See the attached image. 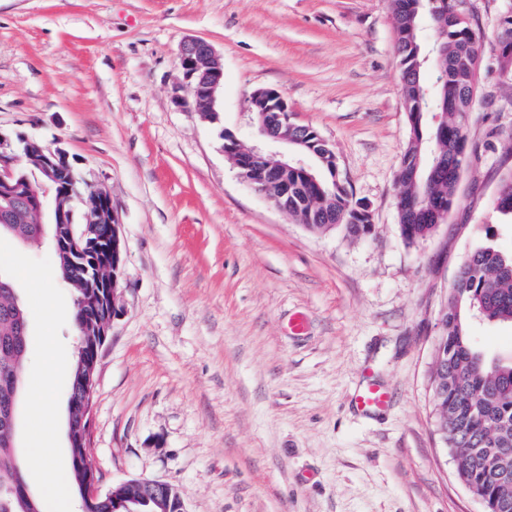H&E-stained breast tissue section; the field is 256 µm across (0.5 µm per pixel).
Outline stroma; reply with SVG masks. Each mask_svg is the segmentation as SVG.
I'll use <instances>...</instances> for the list:
<instances>
[{
    "mask_svg": "<svg viewBox=\"0 0 512 512\" xmlns=\"http://www.w3.org/2000/svg\"><path fill=\"white\" fill-rule=\"evenodd\" d=\"M512 0H468L483 35L469 162L447 221L406 244L397 170L409 136L389 0H0V132L63 149L107 190L123 245L122 311L100 351L90 461L101 490L145 477L188 512H483L459 482L433 407V355L458 266L512 253L490 202L512 157L494 34ZM189 38L224 62L213 124L177 106ZM277 89L333 147L373 230L318 234L238 175L220 130L255 143L249 98ZM27 311L25 375L49 374L51 417L21 402L69 467L74 291L48 248L0 240ZM302 313L305 334L288 331ZM490 359L512 326L473 322ZM392 396L351 402L365 375Z\"/></svg>",
    "mask_w": 512,
    "mask_h": 512,
    "instance_id": "35a3bbf8",
    "label": "stroma"
}]
</instances>
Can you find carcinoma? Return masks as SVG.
Returning a JSON list of instances; mask_svg holds the SVG:
<instances>
[{
    "label": "carcinoma",
    "instance_id": "cac0c4a2",
    "mask_svg": "<svg viewBox=\"0 0 512 512\" xmlns=\"http://www.w3.org/2000/svg\"><path fill=\"white\" fill-rule=\"evenodd\" d=\"M395 17V54L403 81L410 131L400 157L398 216L403 240L413 245L435 233L433 210L450 212L460 174L467 162L465 118L475 105L480 66V36L458 0H391ZM495 42L501 84L512 88V10L498 20ZM448 106L447 124L434 123ZM291 192L288 214L315 232L338 226L352 239L372 233L369 204L331 174L311 183L294 170L283 173ZM494 212L512 219V169L504 172L491 200ZM45 232L38 219L17 208L12 224L0 223V237L40 245ZM60 277L76 295L83 288L82 266L67 253L52 250ZM512 324V255L489 244L477 246L459 267L448 293L441 323L443 392L434 408L445 428V443L457 464L458 480L482 491L487 512H512V361L488 360L475 347L467 320ZM27 321L14 281L0 275V416L13 397L12 376L24 374ZM91 352L75 353L68 394L87 372ZM73 449L69 473L79 493L86 465ZM0 512H43L26 485L8 428L0 419Z\"/></svg>",
    "mask_w": 512,
    "mask_h": 512
}]
</instances>
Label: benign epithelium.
I'll return each instance as SVG.
<instances>
[{"mask_svg":"<svg viewBox=\"0 0 512 512\" xmlns=\"http://www.w3.org/2000/svg\"><path fill=\"white\" fill-rule=\"evenodd\" d=\"M185 85L179 87L175 103L200 113L211 123L219 122L214 108L216 94L224 81V66L213 47L202 39L184 41L177 55ZM252 97L271 100L263 112L253 113V121L261 145L251 148L244 156L226 151L228 159L238 170L240 178L257 194L271 201L281 211L287 207L280 200L288 194V184L273 179L277 171L288 169V165L301 172L307 179H315L311 165L303 154L292 152L289 146L304 145V142L288 138V122L294 114L288 112V101L280 92L271 88H259ZM36 149L39 169L38 189L33 192V201L19 191L22 176L18 169L19 156L30 149ZM73 166L65 151L38 145V141L17 133L13 136L0 132V200L12 204L21 202L36 216L48 212L53 223L66 226L63 240L65 249L73 256L82 257L98 244L102 225H108L111 237L112 260L104 270L93 267L87 271V287L90 292L79 298L76 309L94 308L96 318L93 328L100 339L96 348H101L120 312V279L122 277V244L118 232V216L112 206L111 196L100 188L85 186L79 190L76 184L81 179L72 174ZM74 201L80 208L93 214L90 222H76V208L66 206ZM94 369H89L82 390L81 411L72 415L71 427L81 431L85 445H90L92 430V396ZM103 496L112 498V512H143L140 504H153L159 512H187L185 502L173 485L154 479L132 478L107 491L100 489L96 472L88 470L82 483V500L95 501Z\"/></svg>","mask_w":512,"mask_h":512,"instance_id":"1","label":"benign epithelium"}]
</instances>
